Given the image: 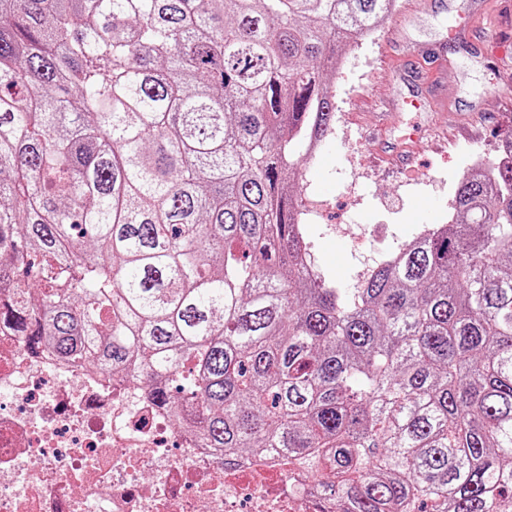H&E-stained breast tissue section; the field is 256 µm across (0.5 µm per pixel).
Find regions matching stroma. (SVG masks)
<instances>
[{
	"label": "stroma",
	"instance_id": "obj_1",
	"mask_svg": "<svg viewBox=\"0 0 512 512\" xmlns=\"http://www.w3.org/2000/svg\"><path fill=\"white\" fill-rule=\"evenodd\" d=\"M397 10L331 75L336 122L321 158L301 164L302 197L325 204L312 221L315 262L342 288L421 225L447 223L470 157L497 160L512 134V0H397ZM463 17L468 31L449 40ZM408 129L419 141L403 167L389 145Z\"/></svg>",
	"mask_w": 512,
	"mask_h": 512
}]
</instances>
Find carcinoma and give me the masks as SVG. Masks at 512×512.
I'll return each instance as SVG.
<instances>
[{"label":"carcinoma","instance_id":"obj_1","mask_svg":"<svg viewBox=\"0 0 512 512\" xmlns=\"http://www.w3.org/2000/svg\"><path fill=\"white\" fill-rule=\"evenodd\" d=\"M395 2L0 0V320L336 512H512V138L355 288L290 186Z\"/></svg>","mask_w":512,"mask_h":512}]
</instances>
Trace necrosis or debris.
Listing matches in <instances>:
<instances>
[{
    "instance_id": "obj_1",
    "label": "necrosis or debris",
    "mask_w": 512,
    "mask_h": 512,
    "mask_svg": "<svg viewBox=\"0 0 512 512\" xmlns=\"http://www.w3.org/2000/svg\"><path fill=\"white\" fill-rule=\"evenodd\" d=\"M281 460L225 464L146 384L29 349L0 325V512H334Z\"/></svg>"
}]
</instances>
